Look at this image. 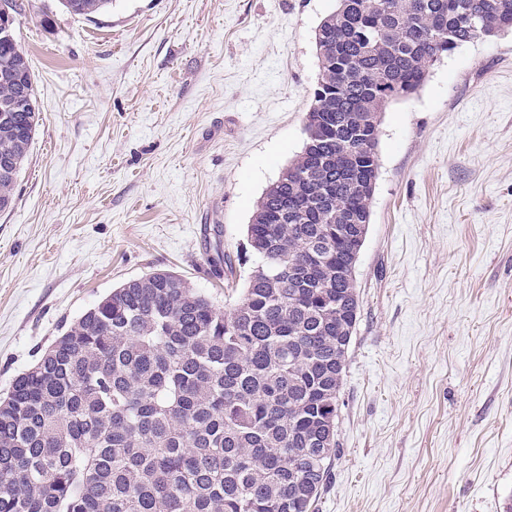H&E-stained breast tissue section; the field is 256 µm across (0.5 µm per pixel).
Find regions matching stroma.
Listing matches in <instances>:
<instances>
[{
	"label": "stroma",
	"instance_id": "stroma-1",
	"mask_svg": "<svg viewBox=\"0 0 512 512\" xmlns=\"http://www.w3.org/2000/svg\"><path fill=\"white\" fill-rule=\"evenodd\" d=\"M336 0H23L39 121L0 212V399L154 271L231 307L246 226L302 150ZM360 318L316 512H503L512 497V33L442 56L382 114ZM220 225L234 275H213ZM62 6L70 13L91 16L112 5V0H62Z\"/></svg>",
	"mask_w": 512,
	"mask_h": 512
}]
</instances>
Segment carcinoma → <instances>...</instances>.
<instances>
[{"label": "carcinoma", "instance_id": "cac0c4a2", "mask_svg": "<svg viewBox=\"0 0 512 512\" xmlns=\"http://www.w3.org/2000/svg\"><path fill=\"white\" fill-rule=\"evenodd\" d=\"M315 31L306 141L267 186L228 310L181 276L130 280L87 309L0 403V512H315L359 319L355 267L381 114L438 59L512 32V0H336ZM112 0H62L90 16ZM29 58L0 44V211L34 140ZM330 256L305 268L306 253ZM234 274L221 241L206 247Z\"/></svg>", "mask_w": 512, "mask_h": 512}]
</instances>
